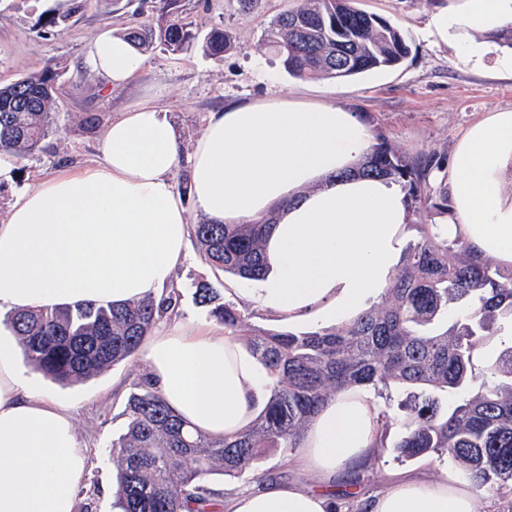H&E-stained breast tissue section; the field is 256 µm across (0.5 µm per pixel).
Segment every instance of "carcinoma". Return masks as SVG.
I'll return each instance as SVG.
<instances>
[{"mask_svg":"<svg viewBox=\"0 0 512 512\" xmlns=\"http://www.w3.org/2000/svg\"><path fill=\"white\" fill-rule=\"evenodd\" d=\"M79 2L63 15L46 16L42 36L54 34ZM352 2L301 0L271 21L265 45L297 79H344L399 65L409 53L403 35ZM151 8L161 24L137 21L125 32L139 50L176 54L197 39L183 17V0H153ZM205 44L221 56L228 38L215 28ZM60 78L47 60L40 70L0 85V155L23 158L40 148L53 130ZM375 140L360 172L398 183L415 209L428 201L450 212L448 190L431 194L430 175L440 162L409 158L381 133ZM274 225L271 215L246 224L207 221L194 225L193 233L212 267L258 280L268 271L264 247ZM191 289L224 332L240 335L245 314L234 303L205 280L192 282ZM180 302L181 293L172 288L158 302L20 310L8 313L5 323L36 371L78 383L132 360ZM494 339L502 349L485 355L487 365H477L475 351ZM247 342L270 384L263 408L231 437L189 430L147 378L137 383L126 405V432L112 443L124 512H219L214 499L220 492L210 477L249 474L259 480L265 450L299 448L311 419L339 392L381 394L393 387L409 389L400 404L408 413L404 433L394 450L408 459H450L476 488L502 502L499 512H512V268L480 260L423 224L419 238L407 243L382 303L334 327L259 331ZM459 389L468 395L446 406L437 395ZM380 423L377 443L386 448L397 424L388 399L380 406Z\"/></svg>","mask_w":512,"mask_h":512,"instance_id":"1","label":"carcinoma"}]
</instances>
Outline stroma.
<instances>
[{
	"mask_svg": "<svg viewBox=\"0 0 512 512\" xmlns=\"http://www.w3.org/2000/svg\"><path fill=\"white\" fill-rule=\"evenodd\" d=\"M295 4L296 0H253L245 10L239 0H186V16L197 40L178 55L147 53L148 70L106 98L85 63V47L102 28L124 33L134 11L152 21L145 0H84L67 26L48 38L38 33L41 20L66 11L69 0H0V84L38 71L49 58L63 74L55 108L57 132L35 154L0 165V224L6 222L14 200L38 181L61 169L90 164L112 118L148 98L166 110L185 153L201 136L209 114L229 104L290 91L308 102L340 106L354 112L369 129L381 130L405 156L440 160L441 170L430 178L434 185L442 169L450 168L455 148L470 127L488 113L512 111V75L495 65L496 58L512 55L511 47L494 41L485 66L476 68L428 34L435 9L454 11L462 0H357L360 9L400 30L409 54L397 67L339 81L293 78L279 58L264 49L270 22ZM215 27L224 29L230 39L229 49L220 57L211 56L203 41ZM91 116L96 119L92 125L87 122ZM187 252L188 261L174 274L183 294L182 319L209 322L207 308L195 304L190 289L192 281L205 279L242 310L246 334L258 329L307 330V323H291L254 308L253 281L215 271L195 239H188ZM16 362L33 385L71 409L76 431L91 449L77 512H112L110 489L118 477L112 443L126 430L127 399L148 371L144 358L74 384L46 378L24 354H17ZM447 467L444 460L399 458L387 450L364 472L360 491L366 495L381 491L390 472L411 471L438 480Z\"/></svg>",
	"mask_w": 512,
	"mask_h": 512,
	"instance_id": "1",
	"label": "stroma"
}]
</instances>
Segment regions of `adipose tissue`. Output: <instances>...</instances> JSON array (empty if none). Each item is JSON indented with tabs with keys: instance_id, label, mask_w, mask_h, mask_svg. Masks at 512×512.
I'll return each mask as SVG.
<instances>
[{
	"instance_id": "adipose-tissue-1",
	"label": "adipose tissue",
	"mask_w": 512,
	"mask_h": 512,
	"mask_svg": "<svg viewBox=\"0 0 512 512\" xmlns=\"http://www.w3.org/2000/svg\"><path fill=\"white\" fill-rule=\"evenodd\" d=\"M512 25V0H463L437 9L430 33L469 63L490 48L479 32ZM85 61L103 91L123 89L147 67L133 42L101 30ZM371 132L345 109L293 95L210 113L182 154L162 109L141 102L112 119L95 164L56 174L14 201L0 224V312L54 309L83 300L125 304L160 297L187 256L186 208L173 176L188 164L190 192L214 222L276 212L267 241L270 273L252 290L255 308L293 321L341 322L383 294L403 256L409 211L394 182L346 178ZM512 112L471 128L453 160L452 211L441 237L481 259L512 264ZM16 345L0 336V512H76L90 464L69 411L23 378ZM147 378L197 430L223 438L262 408L269 379L233 336L178 323L147 339ZM379 408L360 390L329 401L290 459L311 482H270L233 492L230 512H333L339 473L378 455ZM359 512H478L457 469L432 481L405 473L356 500Z\"/></svg>"
}]
</instances>
